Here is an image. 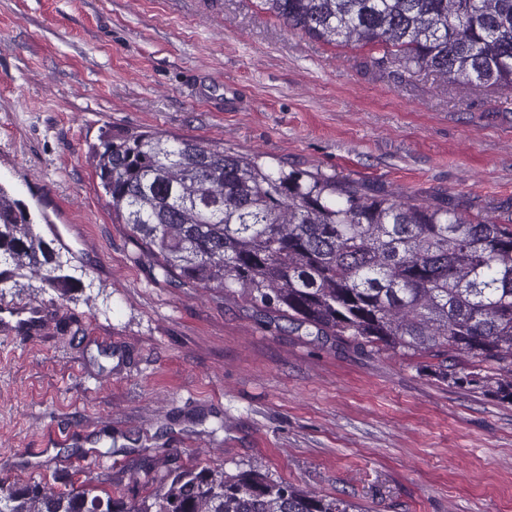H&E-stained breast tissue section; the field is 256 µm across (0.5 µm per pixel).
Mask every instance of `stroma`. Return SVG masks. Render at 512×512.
<instances>
[{"instance_id": "1", "label": "stroma", "mask_w": 512, "mask_h": 512, "mask_svg": "<svg viewBox=\"0 0 512 512\" xmlns=\"http://www.w3.org/2000/svg\"><path fill=\"white\" fill-rule=\"evenodd\" d=\"M370 56L260 0H0V186L72 278L63 294L0 265L1 483L128 497L149 457L257 466L364 512H512L511 401L153 280L100 186L102 132L157 131L512 222L500 93Z\"/></svg>"}]
</instances>
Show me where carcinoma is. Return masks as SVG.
I'll return each mask as SVG.
<instances>
[{"label":"carcinoma","mask_w":512,"mask_h":512,"mask_svg":"<svg viewBox=\"0 0 512 512\" xmlns=\"http://www.w3.org/2000/svg\"><path fill=\"white\" fill-rule=\"evenodd\" d=\"M289 29L358 42L379 69L512 91V0H261ZM112 214L152 258L154 279L237 288L256 313L439 361L447 379L512 400V227L446 206L363 193L260 154L144 132L94 152ZM0 257L63 289L62 262L0 186ZM154 491L0 484V512H360L254 469L151 475Z\"/></svg>","instance_id":"carcinoma-1"}]
</instances>
